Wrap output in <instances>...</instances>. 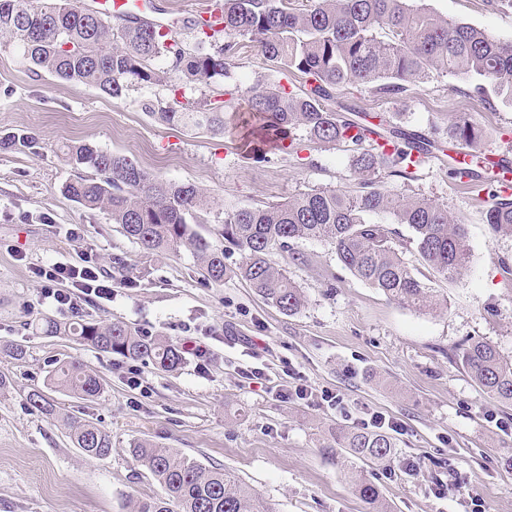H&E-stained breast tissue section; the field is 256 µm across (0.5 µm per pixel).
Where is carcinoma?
<instances>
[{
	"label": "carcinoma",
	"mask_w": 512,
	"mask_h": 512,
	"mask_svg": "<svg viewBox=\"0 0 512 512\" xmlns=\"http://www.w3.org/2000/svg\"><path fill=\"white\" fill-rule=\"evenodd\" d=\"M83 0H0V51L13 48L36 71L64 81L94 87L121 98L132 87L160 83L171 98H146L142 107L155 121L190 130L224 133V111L234 105L235 92L220 103L197 98L235 65L238 45L245 42L264 59L306 77L301 92L257 82L247 91L244 111L252 116V134L262 142L281 141L287 131L302 129L307 141L320 146L351 148L355 193L313 187L286 199L224 212L213 229L242 253L234 275L256 295L285 314L305 304L301 288L286 270L271 262L276 250L298 240L329 242L338 261L358 279L382 291L391 301L417 311H432L438 300L399 255L393 232L370 222L368 214H386L392 224H406L425 266L453 280L467 269L465 225L431 200L392 194L376 174L406 178L414 160L435 143L425 134L379 117H345L329 106L337 88L370 85L375 92L398 96L422 84L433 73L464 79L475 96L489 106L512 104V44L466 23L450 22L431 11L424 0H212L217 22L190 21L196 44L189 47L173 30L138 22L83 13ZM163 57L166 69L153 61ZM355 134H350V131ZM375 134L393 147L389 154L375 147ZM482 129L468 119L448 117V140L475 146ZM68 162L91 171L63 186L73 201L101 210L141 252H190L201 275L224 280V249L201 235L194 225L206 224L214 199L193 184L164 180L125 155L90 144H72ZM455 181L489 190L485 221L495 230L512 231V197L495 189L486 162L464 169L448 168ZM67 334L82 346L172 371L183 362L182 351L146 331L122 322L88 321L68 326ZM463 369L484 391L512 403V362L503 360L490 343L475 340L461 349ZM49 386L82 399L98 396V376L78 361L63 362L49 372ZM29 406L45 415L54 404L44 391L27 396ZM70 437L83 455L102 459L112 452V435L90 421H72ZM395 438L386 432L339 425L324 455L344 471L372 512H387L379 486L356 462L379 464L392 459ZM133 459L163 488L165 496L136 500L133 512H273L255 490L221 465H204L149 439L130 446Z\"/></svg>",
	"instance_id": "cac0c4a2"
}]
</instances>
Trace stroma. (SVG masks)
<instances>
[{
    "instance_id": "1",
    "label": "stroma",
    "mask_w": 512,
    "mask_h": 512,
    "mask_svg": "<svg viewBox=\"0 0 512 512\" xmlns=\"http://www.w3.org/2000/svg\"><path fill=\"white\" fill-rule=\"evenodd\" d=\"M206 2L146 0L143 18L175 24L190 43L194 34L186 23ZM426 4L512 42V7L494 8L486 0ZM260 80L296 92L304 85L301 74L249 47L222 86L242 94ZM467 88L460 78L439 73L398 98L347 84L336 90L335 101L393 116L426 134L446 132L449 113L460 112L483 130V151H503L500 135L512 133V106L486 109ZM153 94L163 97L167 90L155 85L113 98L33 73L15 51L0 52V136L22 137L14 149H0V341L27 350L20 362L0 355V371L11 380L0 391V512H131L138 498L163 493L128 452L143 438L203 464L224 465L274 512H367L342 470L321 452L347 419L315 403L325 391L343 396L354 419L380 412L397 423L394 462L367 470L390 512H475L472 488L486 512H512V403L482 391L458 362L461 348L474 339L512 361V232L485 223L487 192L449 179L444 151L409 179L383 180L391 192L447 206L466 226L470 260L453 281L422 265L407 225L394 227L402 259L438 295L437 310L399 306L345 269L328 242L300 240L272 256L306 297L299 313L286 315L236 277L205 280L189 252L144 255L105 212L63 193L79 174L63 150L88 143L126 155L162 179L204 189L215 201L208 223L197 227L206 237L233 208L279 202L311 187L355 188L349 152L314 144L298 154H259L232 116L220 135L155 122L141 107ZM71 224L80 227V238L64 237ZM88 256L111 280V300L90 297L77 314L65 316L39 304L34 268L57 259L79 266ZM44 316L121 321L177 346L198 342L209 356L201 365L188 356L177 370L158 371L67 335L36 332ZM73 359L97 373L102 394L81 399L50 391L58 419L32 409L28 393L43 387L56 362ZM254 367L263 369L262 380L246 378ZM292 367L313 400L279 398L281 386L292 382ZM67 415L110 431L111 455L94 459L75 448L63 423ZM406 458L416 460L419 471H405ZM452 469L466 490L442 500L429 496V481L447 478Z\"/></svg>"
}]
</instances>
